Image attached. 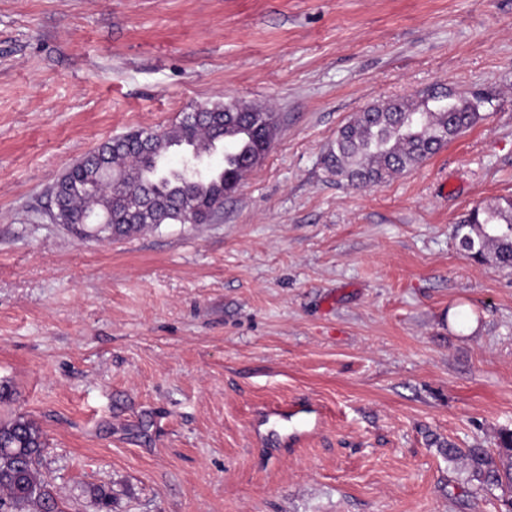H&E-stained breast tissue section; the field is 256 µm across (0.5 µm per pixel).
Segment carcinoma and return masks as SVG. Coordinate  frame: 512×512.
I'll list each match as a JSON object with an SVG mask.
<instances>
[{"mask_svg":"<svg viewBox=\"0 0 512 512\" xmlns=\"http://www.w3.org/2000/svg\"><path fill=\"white\" fill-rule=\"evenodd\" d=\"M482 100L424 90L417 101L394 99L375 104L344 125L324 156L325 166L354 187L381 184L413 168L483 119ZM241 112L229 102L195 104L198 121L158 131L138 127L121 140L110 139L70 175L69 192L59 200L58 220L80 238L90 237L91 214L107 218L106 231L123 237L187 218L224 204L244 176L243 162L263 157L277 130L275 113L253 104ZM224 148V166L205 160ZM459 247L481 256L495 251L512 268V199L474 208L459 224ZM44 435L19 416L0 420V512H64L55 485L40 470ZM448 459L466 461L468 481L479 490L498 489L512 512V431L499 434L497 452L465 450L448 444ZM84 512H112V496L101 485L82 492Z\"/></svg>","mask_w":512,"mask_h":512,"instance_id":"cac0c4a2","label":"carcinoma"}]
</instances>
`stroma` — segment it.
<instances>
[{
	"mask_svg": "<svg viewBox=\"0 0 512 512\" xmlns=\"http://www.w3.org/2000/svg\"><path fill=\"white\" fill-rule=\"evenodd\" d=\"M442 85L483 118L388 182L337 131ZM272 108L206 224L79 239L49 186L191 102ZM512 198V0H0V419L68 512H501L446 444L512 430V269L458 247ZM85 512H112V496L101 485L89 486L83 490Z\"/></svg>",
	"mask_w": 512,
	"mask_h": 512,
	"instance_id": "obj_1",
	"label": "stroma"
}]
</instances>
